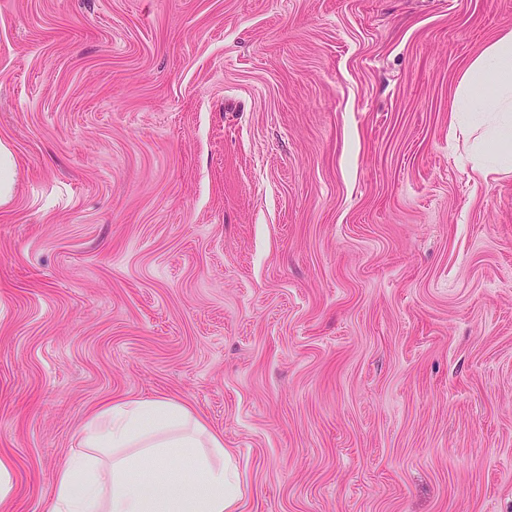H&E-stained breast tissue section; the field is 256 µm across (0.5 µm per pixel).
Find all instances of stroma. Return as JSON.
Wrapping results in <instances>:
<instances>
[{"instance_id":"35a3bbf8","label":"stroma","mask_w":512,"mask_h":512,"mask_svg":"<svg viewBox=\"0 0 512 512\" xmlns=\"http://www.w3.org/2000/svg\"><path fill=\"white\" fill-rule=\"evenodd\" d=\"M512 0H0V512L185 406L239 512H512V174L448 135Z\"/></svg>"}]
</instances>
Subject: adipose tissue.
I'll use <instances>...</instances> for the list:
<instances>
[{
    "label": "adipose tissue",
    "mask_w": 512,
    "mask_h": 512,
    "mask_svg": "<svg viewBox=\"0 0 512 512\" xmlns=\"http://www.w3.org/2000/svg\"><path fill=\"white\" fill-rule=\"evenodd\" d=\"M450 130L477 177L512 172V30L461 73ZM82 445L56 473L50 512H238L243 489L232 453L178 403H114L84 425ZM183 455L191 475H149V465Z\"/></svg>",
    "instance_id": "ef3b65f1"
}]
</instances>
